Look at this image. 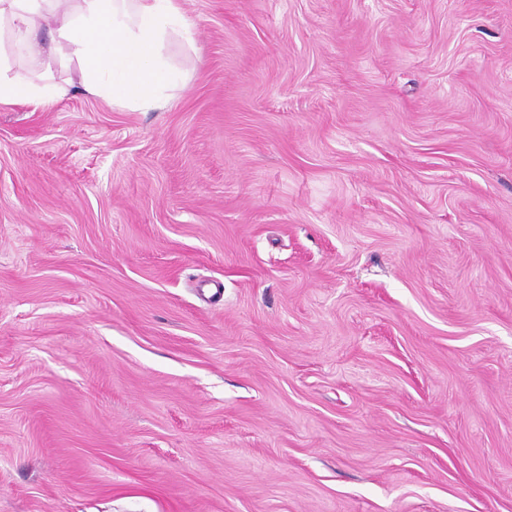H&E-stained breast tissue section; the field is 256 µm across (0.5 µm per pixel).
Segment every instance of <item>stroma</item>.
Segmentation results:
<instances>
[{
	"mask_svg": "<svg viewBox=\"0 0 512 512\" xmlns=\"http://www.w3.org/2000/svg\"><path fill=\"white\" fill-rule=\"evenodd\" d=\"M184 7L0 105V512H512V0Z\"/></svg>",
	"mask_w": 512,
	"mask_h": 512,
	"instance_id": "stroma-1",
	"label": "stroma"
}]
</instances>
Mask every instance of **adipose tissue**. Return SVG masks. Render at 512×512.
I'll return each mask as SVG.
<instances>
[{"instance_id":"obj_1","label":"adipose tissue","mask_w":512,"mask_h":512,"mask_svg":"<svg viewBox=\"0 0 512 512\" xmlns=\"http://www.w3.org/2000/svg\"><path fill=\"white\" fill-rule=\"evenodd\" d=\"M48 32V58L77 62L82 85L112 104L161 111L184 83L163 50L174 36L191 40L184 0H0V41L36 53ZM59 84L15 71L0 52V105L44 102L62 96Z\"/></svg>"}]
</instances>
